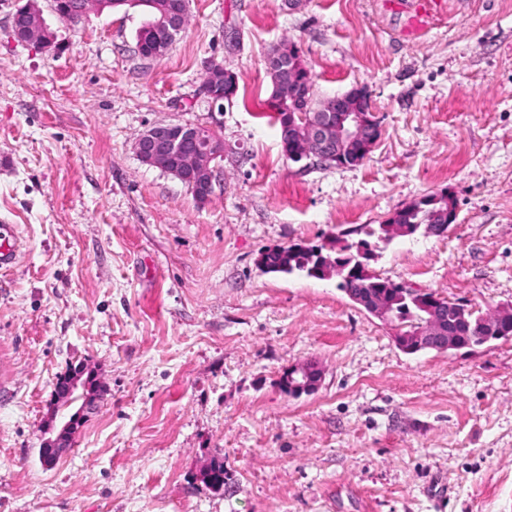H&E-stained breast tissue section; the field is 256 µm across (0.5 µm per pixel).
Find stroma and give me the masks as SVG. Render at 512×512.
<instances>
[{
  "mask_svg": "<svg viewBox=\"0 0 512 512\" xmlns=\"http://www.w3.org/2000/svg\"><path fill=\"white\" fill-rule=\"evenodd\" d=\"M404 33L385 0H190L166 56L138 9L56 19L58 54L18 42L0 0V512H512V340L404 353L337 278L264 272L444 192L445 236L394 238L371 272L468 304H512V0H447ZM298 46L321 100L364 88L380 136L353 167L288 160L266 57ZM235 73L223 109L203 63ZM224 141L213 191L137 157L159 123ZM103 389L54 467L39 459L58 376ZM319 389L292 397L289 367ZM224 462V487L203 471ZM0 225V268L9 267L14 264L18 258L19 244L16 239V233L12 224H7L6 220L1 221ZM320 381V371L311 363L297 364L283 377V385L295 396L313 393L318 389Z\"/></svg>",
  "mask_w": 512,
  "mask_h": 512,
  "instance_id": "obj_1",
  "label": "stroma"
}]
</instances>
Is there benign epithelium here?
<instances>
[{
    "instance_id": "obj_1",
    "label": "benign epithelium",
    "mask_w": 512,
    "mask_h": 512,
    "mask_svg": "<svg viewBox=\"0 0 512 512\" xmlns=\"http://www.w3.org/2000/svg\"><path fill=\"white\" fill-rule=\"evenodd\" d=\"M151 7L145 29L164 31L168 37L150 42L147 57H163L172 41L186 30L189 19V0H147ZM112 7V0H76L72 8L59 2L55 15L66 16L73 10L84 16L91 10L102 12ZM12 32L23 43L35 44L48 52L60 53L62 45L47 24L37 0H26L12 14ZM272 76V95L281 99H295L302 80L299 52L292 44L288 50L266 60ZM375 119L362 107V96L348 93L323 100L321 114L296 126L297 136L291 145H283L284 152L296 162L315 160L348 167L362 163L377 139ZM134 150L140 161L168 173L186 185L199 200L211 194L215 164L224 158V141L210 129L181 123H162L146 129L136 139ZM343 266L335 259L316 257L312 272L318 276L341 275ZM355 304L379 320L395 323L397 297L378 290L362 291L351 298ZM422 314L411 335L398 334L397 345L408 351L460 350L472 345L473 337L462 335L455 319L448 316L439 302L430 297L421 298ZM479 327L493 332L480 337L481 343L498 340V336L512 332V306L478 317ZM92 375L86 370H72L65 378L64 399L53 405L49 431L55 437L43 441L41 463L50 468L57 462L62 450L72 442L77 429L87 418L94 395ZM319 369L311 363L297 364L283 377V385L290 394L301 396L318 389Z\"/></svg>"
}]
</instances>
